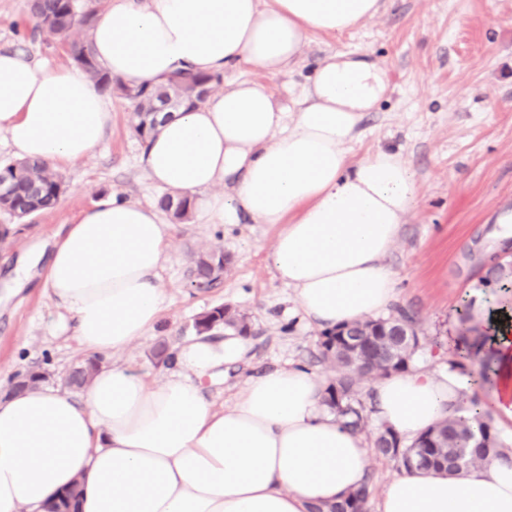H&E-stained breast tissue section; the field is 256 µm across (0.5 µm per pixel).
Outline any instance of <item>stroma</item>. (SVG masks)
<instances>
[{
  "label": "stroma",
  "mask_w": 512,
  "mask_h": 512,
  "mask_svg": "<svg viewBox=\"0 0 512 512\" xmlns=\"http://www.w3.org/2000/svg\"><path fill=\"white\" fill-rule=\"evenodd\" d=\"M0 48L17 50L53 66L72 65L66 40L36 29L28 0H0ZM367 53L386 70L391 90L361 124L351 150L361 160L383 147L398 152L417 186L413 209L386 263L397 280V303L413 311L439 348L424 349L416 365L447 368L462 302L487 303L481 286L487 268L467 252L475 242L493 246L494 230L512 214V0H386L375 18L342 34L305 37L297 66L268 75L253 66L228 70L224 81L249 79L291 104L317 62L335 52ZM112 121L101 147L76 164L59 165L66 190L49 211L13 223L0 245V283L17 259L75 223L103 199L120 196L155 203L163 188L139 164L144 149L132 130L133 104L106 93ZM169 259L157 279L168 295L163 324L168 347L193 335L198 314L224 304L246 312L253 336L246 360L227 365L209 391L217 407L231 406L247 376L268 368L303 365L325 380L335 370L314 359L320 330L305 321L293 289L276 277L269 261L275 226L241 218L236 224H177ZM220 245L231 258L219 288L191 287L195 252ZM54 307L39 280L0 302V382L33 368H46L51 388L64 389L71 368L86 358L76 337L51 322ZM160 338L148 336L129 351L103 358L158 380L165 372L152 352Z\"/></svg>",
  "instance_id": "stroma-1"
}]
</instances>
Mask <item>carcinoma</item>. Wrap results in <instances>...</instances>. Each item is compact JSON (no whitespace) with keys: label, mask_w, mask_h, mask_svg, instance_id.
<instances>
[{"label":"carcinoma","mask_w":512,"mask_h":512,"mask_svg":"<svg viewBox=\"0 0 512 512\" xmlns=\"http://www.w3.org/2000/svg\"><path fill=\"white\" fill-rule=\"evenodd\" d=\"M36 27L50 34L70 41L74 63L85 71L89 78L102 90H117L134 104L133 129L141 142H146L155 127L152 112L157 97L165 91L181 92L182 104L194 107L203 102L200 88L207 90L222 81V75H196L178 73L172 83L164 88L153 89L145 85L128 86L112 80L110 74L96 61L88 37L97 9L87 0H37L29 4ZM0 179H9L16 186L13 197H1L0 209L22 219L54 206L65 190V180L61 173L49 165L30 161H11L0 164ZM163 210L173 219H188L191 205L188 199L172 204L171 196L164 195L159 200ZM228 258L223 249L211 247L192 258V286L203 292L218 287L224 279V269ZM493 278L485 286L493 292L512 291V264L499 266L493 270ZM460 324L453 349L451 364L467 373L479 384L490 383L497 375L498 368L490 356L480 357L491 340L488 335L475 333L467 326L470 319V306L462 305L457 310ZM203 323L212 324L210 333L230 329L240 336L251 335L246 316L222 305L197 316ZM402 321L408 325L414 339L407 346L396 336L386 334L366 337V349L362 352L347 344L339 336L320 335L317 340L316 360L322 365L337 367L336 378L328 384L325 403L331 412L344 419L345 426L355 434L364 432L367 413L370 408L361 397V383L371 378L378 379L391 375L389 367L397 362L396 372H404L412 366L415 356L426 345V336L418 325L415 316L398 305L392 313L376 320L378 325ZM481 358L479 371L467 370V363ZM103 358L90 357L77 365L79 380L77 387L86 386L92 376L101 369ZM374 451L393 462L397 469H420L444 471L457 475L462 470L477 464L489 462L505 455L504 447L489 415L481 409L479 400L471 399L468 414L451 415L438 425L422 432L408 443L387 425L382 426L374 438ZM370 496L369 482L350 491L336 504L314 506L310 512H368Z\"/></svg>","instance_id":"cac0c4a2"}]
</instances>
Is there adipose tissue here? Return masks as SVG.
Returning a JSON list of instances; mask_svg holds the SVG:
<instances>
[{
    "instance_id": "1",
    "label": "adipose tissue",
    "mask_w": 512,
    "mask_h": 512,
    "mask_svg": "<svg viewBox=\"0 0 512 512\" xmlns=\"http://www.w3.org/2000/svg\"><path fill=\"white\" fill-rule=\"evenodd\" d=\"M383 0H110L90 41L113 80L153 86L180 71L221 74L252 65L271 75L299 60L309 33L336 34L375 17ZM389 93L366 54L317 65L294 109L264 86L231 82L171 113L140 163L150 182L194 203L198 223L241 216L277 226L270 251L306 320L321 329L375 316L396 296L385 265L411 212L416 184L399 154L353 161L359 125ZM100 89L78 67L0 51V135L22 159L74 163L103 141ZM173 227L157 209L112 197L85 210L15 270L31 268L90 353L119 354L154 334L167 307L156 281ZM487 349L498 378L485 409L512 436V321ZM247 338L184 340L159 382L130 366L101 369L82 397L46 387L0 396V512H52L80 485L78 512H309L358 488L369 468L363 436L323 403L326 383L304 366L251 376L217 409L208 383L241 360ZM374 414L405 440L448 417L476 390L468 377L418 368L374 380ZM376 512H512V457L447 476L404 470Z\"/></svg>"
}]
</instances>
